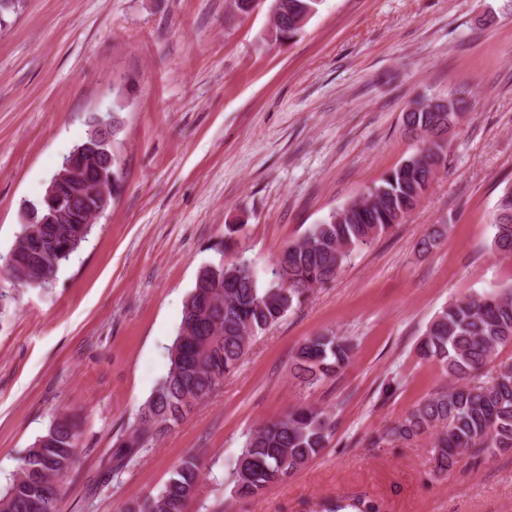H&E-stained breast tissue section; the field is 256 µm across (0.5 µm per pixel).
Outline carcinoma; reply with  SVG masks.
Instances as JSON below:
<instances>
[{"label":"carcinoma","mask_w":512,"mask_h":512,"mask_svg":"<svg viewBox=\"0 0 512 512\" xmlns=\"http://www.w3.org/2000/svg\"><path fill=\"white\" fill-rule=\"evenodd\" d=\"M322 0H281L268 38L289 40ZM452 112H406V131L423 138V147L403 159L359 199L338 208L290 242L277 257L271 277L260 283L246 260L224 262V251L237 243L242 225H225L221 258L204 266L187 297L182 320L169 348L166 377L137 411L138 426L117 440L112 469L117 470L148 443L165 436L224 383L243 358L250 341L301 306L318 285L333 278L355 251L370 247L403 222L423 200L447 155L443 135L457 124ZM121 120L112 115V156L98 161L104 176L117 185L121 160L117 150ZM75 223L25 224L11 249L6 269L24 287H46L60 265L86 242L92 225L79 206ZM493 248L512 255V186L494 207ZM448 235V225L434 224L420 239L428 253ZM512 345V286L490 289L448 302L426 327L418 351L442 365L448 384L420 400L396 421L381 440L411 441L434 436L435 467L444 472L465 451L474 455L512 452V364L502 365L492 380L483 370L500 347ZM344 338L318 334L308 338L293 359L292 375L312 386L336 375L352 356ZM334 425L322 411L296 406L286 416L251 432L236 456L228 481L235 494L255 497L283 481L325 448ZM80 435L69 415L56 418L22 458L20 471L0 490V512H61L62 483L77 463ZM201 468L189 457L177 465L163 489L129 512H187ZM377 512L373 502L329 503L325 512Z\"/></svg>","instance_id":"cac0c4a2"}]
</instances>
